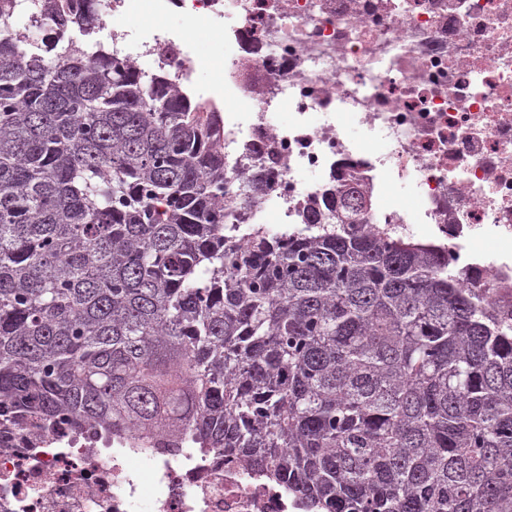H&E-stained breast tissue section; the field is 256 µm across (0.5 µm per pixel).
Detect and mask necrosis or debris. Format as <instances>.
I'll return each mask as SVG.
<instances>
[{
	"mask_svg": "<svg viewBox=\"0 0 512 512\" xmlns=\"http://www.w3.org/2000/svg\"><path fill=\"white\" fill-rule=\"evenodd\" d=\"M190 22L223 21L230 186H249L252 226L287 234L325 190L363 181L374 204L364 233L432 246L463 285L512 301V0H158ZM112 51L144 75L192 79L179 34L136 41L112 29ZM287 122H277L282 106ZM357 124L360 137L349 136ZM414 205L383 204L385 191ZM126 428L104 439L0 419V512H297L283 485L242 453H200L168 433Z\"/></svg>",
	"mask_w": 512,
	"mask_h": 512,
	"instance_id": "obj_1",
	"label": "necrosis or debris"
}]
</instances>
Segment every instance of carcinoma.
<instances>
[{
  "mask_svg": "<svg viewBox=\"0 0 512 512\" xmlns=\"http://www.w3.org/2000/svg\"><path fill=\"white\" fill-rule=\"evenodd\" d=\"M0 0V407L183 427L302 512H512V312L328 188L288 245H224L216 104L89 37L97 0Z\"/></svg>",
  "mask_w": 512,
  "mask_h": 512,
  "instance_id": "carcinoma-1",
  "label": "carcinoma"
}]
</instances>
